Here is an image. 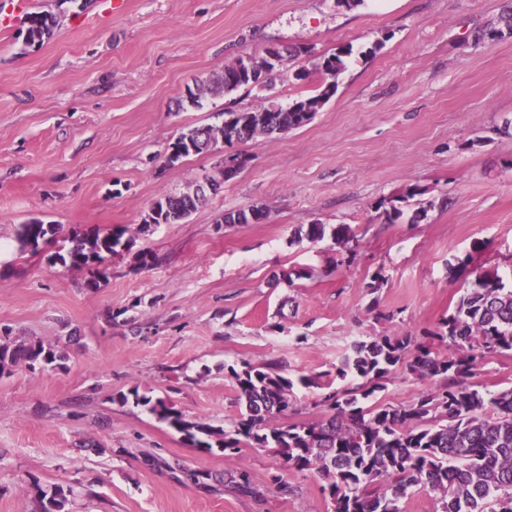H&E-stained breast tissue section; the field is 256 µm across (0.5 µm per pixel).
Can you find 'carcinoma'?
<instances>
[{"mask_svg":"<svg viewBox=\"0 0 512 512\" xmlns=\"http://www.w3.org/2000/svg\"><path fill=\"white\" fill-rule=\"evenodd\" d=\"M55 20L47 15L29 19L28 40L41 43L53 34ZM346 68L344 55L333 54L319 70L335 76ZM249 85L228 75L188 90L195 107L209 93H231ZM283 133L301 128L291 106L272 101L246 112H226L219 125L195 126L182 132L169 147L184 152L167 157L174 167L183 159L208 152L223 138L229 144L251 140L268 130ZM207 198L195 194L158 197L143 218V228L177 224ZM265 212L240 210L225 214L226 224L260 220ZM61 231L58 224L31 219L20 225L18 240L37 253ZM330 237L346 248L354 240L347 224H308L297 237L317 242ZM72 247L65 254L48 256L53 263L85 266L91 270L88 287L98 288L108 278L100 270L106 257L132 249L127 229L115 226L93 233L72 232ZM498 272L486 270L469 282L453 311L443 318L431 339L454 354H442L430 343H418L408 335L375 336L355 343L336 365L335 380L351 378L353 385L336 387L317 378L301 377L305 387H323L321 403L332 414L317 422L285 424L294 382L271 368L248 362L231 369L244 405L240 417L225 427L192 421L163 398H152L134 388L117 396L146 409L180 433L187 445L203 451L221 449L228 459L240 458L242 448H272L290 470H314L327 483L334 512H403V500L414 487L434 494L439 512H512V385L483 393L473 381L488 355L512 351V283L492 280ZM65 356L51 344L18 343L0 336V378L14 368L63 367ZM396 366H402L424 383L417 399L406 406L380 401L377 393ZM30 495L37 512H70L72 490L45 488L30 476Z\"/></svg>","mask_w":512,"mask_h":512,"instance_id":"carcinoma-1","label":"carcinoma"}]
</instances>
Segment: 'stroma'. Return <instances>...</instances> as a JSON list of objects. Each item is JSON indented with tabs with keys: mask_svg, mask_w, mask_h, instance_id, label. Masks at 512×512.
I'll return each instance as SVG.
<instances>
[{
	"mask_svg": "<svg viewBox=\"0 0 512 512\" xmlns=\"http://www.w3.org/2000/svg\"><path fill=\"white\" fill-rule=\"evenodd\" d=\"M506 2L128 0L104 23L96 0H30L57 26L40 44L23 19L0 31V328L68 359L0 380V512H36L32 475L72 488V512H331L316 471L286 470L268 448L234 460L189 447L114 397L136 387L224 427L242 410L231 370L248 362L294 379L289 421L316 422L321 391L300 377L334 370L353 341L435 330L467 286L458 262L512 276V33L477 37ZM272 46L304 52L265 87L186 103ZM342 50L346 68L307 126L165 167L188 127L316 94L315 63ZM229 153L247 165L219 193L142 231L155 199L217 175ZM414 185L406 219L386 221L382 203ZM255 206L264 219L225 223ZM32 218L122 225L134 248L109 256L91 288L87 268L50 262L62 239L21 247ZM314 222L351 225L353 253L298 239ZM140 249L157 262L137 265Z\"/></svg>",
	"mask_w": 512,
	"mask_h": 512,
	"instance_id": "35a3bbf8",
	"label": "stroma"
}]
</instances>
